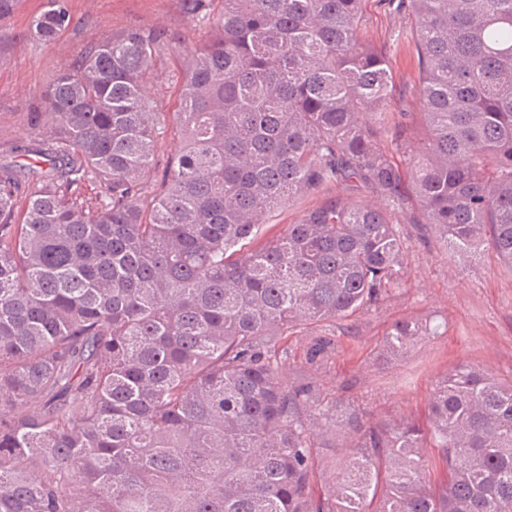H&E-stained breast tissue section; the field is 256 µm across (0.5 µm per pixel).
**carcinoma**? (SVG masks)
<instances>
[{"mask_svg": "<svg viewBox=\"0 0 512 512\" xmlns=\"http://www.w3.org/2000/svg\"><path fill=\"white\" fill-rule=\"evenodd\" d=\"M183 2L209 37L174 111L146 92L172 44L131 26L51 76L9 150L33 162L0 163V512H512V383L462 364L426 424L367 423L285 384L276 350L381 298L413 203L453 257L489 246L512 267V0H409V188L376 147L393 76L362 0ZM71 22L45 0L27 37ZM329 185L344 193L260 234ZM367 187L384 204L345 194ZM422 332L400 321L386 347ZM330 426L352 445L315 499L312 431ZM337 190L332 188L329 191L307 192L299 196L289 206L271 214L268 224L264 226L263 235L277 233L282 230L284 224L296 222L306 211L322 204L328 196L336 193Z\"/></svg>", "mask_w": 512, "mask_h": 512, "instance_id": "cac0c4a2", "label": "carcinoma"}]
</instances>
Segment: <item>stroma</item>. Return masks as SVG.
I'll list each match as a JSON object with an SVG mask.
<instances>
[{
    "mask_svg": "<svg viewBox=\"0 0 512 512\" xmlns=\"http://www.w3.org/2000/svg\"><path fill=\"white\" fill-rule=\"evenodd\" d=\"M71 25L50 43L26 39L25 32L43 0H22L0 22V144L32 137L30 114L49 75L71 67L82 51L103 36L137 25L165 32L176 48L164 60L159 77L167 106H174L173 82L186 55L204 38L187 17L183 0H69ZM363 37L385 52L393 73L388 120L376 143L410 170L411 160L395 140L399 125L415 128L418 111V58L407 0H364ZM407 243L404 273L397 285L369 309L349 319L327 321L291 331L279 344L290 364L285 382L305 377L328 401L355 406L376 420L425 419L436 380L467 363L502 379H512V271L488 250L467 262L451 258L442 241L399 215ZM416 319L433 326L403 354L393 355L385 337L393 324ZM329 340L325 357L307 365L317 339ZM312 493L324 495L328 482L344 464L350 443L331 429L316 439Z\"/></svg>",
    "mask_w": 512,
    "mask_h": 512,
    "instance_id": "1",
    "label": "stroma"
}]
</instances>
